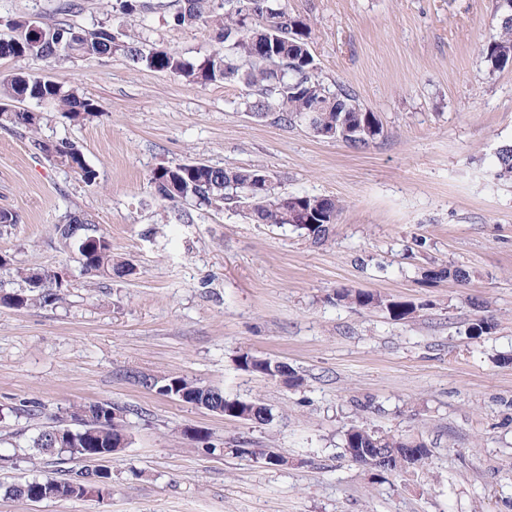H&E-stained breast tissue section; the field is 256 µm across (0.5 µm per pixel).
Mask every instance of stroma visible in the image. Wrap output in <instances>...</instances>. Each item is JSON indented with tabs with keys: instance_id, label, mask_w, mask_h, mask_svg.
Listing matches in <instances>:
<instances>
[{
	"instance_id": "35a3bbf8",
	"label": "stroma",
	"mask_w": 512,
	"mask_h": 512,
	"mask_svg": "<svg viewBox=\"0 0 512 512\" xmlns=\"http://www.w3.org/2000/svg\"><path fill=\"white\" fill-rule=\"evenodd\" d=\"M117 19L109 0H79L73 26H120L194 56L204 27L167 24L178 0ZM495 0H287L311 28L327 82L377 113L384 134L356 152L305 127L246 112L234 84L206 87L129 58L62 57L42 64L96 100L83 123L39 109V138L81 146L98 173L88 186L51 164L28 133L0 128V286L15 268H42L69 285L56 308H0V512H512V183L494 179L512 142V67L490 71L482 46ZM263 166L286 194L344 204L328 242L291 227L253 224L233 208L159 204L160 165ZM88 214L135 275L85 274L54 233L67 212ZM436 264L470 281L425 278ZM362 288L417 306L397 320L336 302ZM487 319L494 328L470 334ZM283 361L291 389L240 369L239 352ZM140 371L185 376L225 396L266 404L270 424L228 418L147 391ZM109 401L130 407V442L105 463L108 496L30 501L6 495L26 480L62 478L84 461L30 455L57 408ZM35 403L38 415L13 414ZM424 439L415 474L376 475L342 455L353 423ZM206 431L209 455L182 434ZM274 444L288 466L244 461L234 441Z\"/></svg>"
}]
</instances>
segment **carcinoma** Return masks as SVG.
Instances as JSON below:
<instances>
[{
	"label": "carcinoma",
	"instance_id": "obj_1",
	"mask_svg": "<svg viewBox=\"0 0 512 512\" xmlns=\"http://www.w3.org/2000/svg\"><path fill=\"white\" fill-rule=\"evenodd\" d=\"M268 11L249 12L248 0H187L171 16L180 27L204 26L212 33L211 49L202 56L149 45L139 39L123 40L105 27L93 31L70 24L10 17L0 21L9 35L0 36V59L25 63L9 78L0 81V103L34 101L65 113L70 121L82 123L99 112V106L64 82L35 72L33 65L60 56L71 58H109L116 53L129 56L142 66L182 77L200 86L217 83L236 84L246 92L245 106L259 119L270 117L278 123L297 125L304 116L316 115L319 127L341 130L351 122L364 130L343 135L341 142L359 151L383 136L379 116L363 109L356 95L346 86L329 84L320 76L310 51L311 28L288 12L283 0H265ZM115 12L123 16L146 14L152 10L150 0H115ZM496 33L483 45L482 54L488 68L497 71L512 64V9L495 0ZM40 113L32 110L0 111V127L37 133ZM56 151L51 163L72 172L88 186L96 183V171L86 162L81 148L68 139L54 141ZM261 167L219 168L203 162L161 165L150 177L154 196L163 204L176 206L191 201L199 207L221 210L226 205L245 210L254 224L288 225L301 231L315 245L329 240L343 204L332 197L308 194H281L275 185L266 190L254 187L252 177ZM493 176L512 180V145L501 146L496 153ZM63 240L77 244L78 262L94 276L118 277L134 273L130 262L112 258V240L81 212H70L64 223L55 226ZM18 278L24 287L0 289V307L24 309L55 307L66 300L67 287L56 275L40 268H19ZM425 277L437 282L452 278L466 281L470 273L458 266L437 265L426 270ZM336 302L359 308H384L393 317L406 319L417 307L375 295L359 288L336 290ZM239 365L252 373L278 379L288 378V386L298 388L302 378L286 362L274 361L245 351L238 356ZM128 377L147 391L175 397L185 403L210 408L224 416L264 424L271 411L261 402L242 401L200 385L184 376H154L131 372ZM128 410L110 402L75 403L51 415L52 425L45 426L31 440L37 455L95 457L129 444L126 428ZM240 445L251 449L248 460H262L272 466H286L288 459L272 455L270 446L251 441ZM344 455L352 462L380 451L388 458V471L419 470L426 465L431 449L422 440L379 432L353 424L343 434ZM112 477L101 481L86 471L69 478H45L13 484L6 493L29 500L102 497L111 490Z\"/></svg>",
	"mask_w": 512,
	"mask_h": 512
}]
</instances>
